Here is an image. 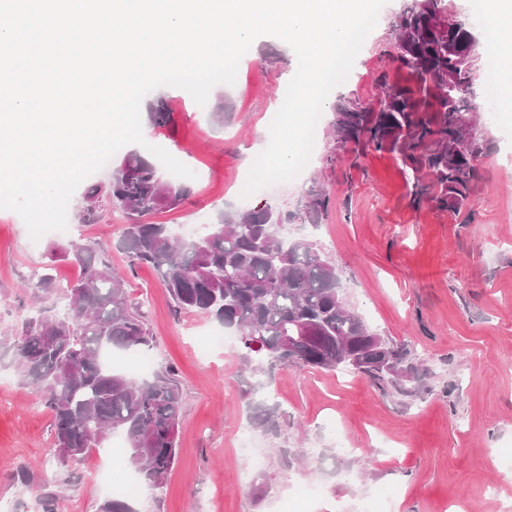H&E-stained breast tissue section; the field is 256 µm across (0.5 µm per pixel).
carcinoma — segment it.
Listing matches in <instances>:
<instances>
[{
    "label": "carcinoma",
    "mask_w": 512,
    "mask_h": 512,
    "mask_svg": "<svg viewBox=\"0 0 512 512\" xmlns=\"http://www.w3.org/2000/svg\"><path fill=\"white\" fill-rule=\"evenodd\" d=\"M446 0H402L392 28L397 60L412 70V82L397 86L381 74L374 103L346 100L336 107L337 147L371 146L395 153L412 183V203H431L461 213L478 178L482 145L471 133L477 62L464 60L474 32L454 11L448 24ZM155 127L173 124L162 99L148 112ZM186 188L164 181L140 156L123 160L102 191L86 195L80 223L96 224L101 203L124 211L129 224L122 246L135 265L160 275L175 307L207 314L240 336L247 363L259 356L258 374L292 363L315 370H353L380 387L417 393L421 378L407 363L408 352L377 335L346 305L335 263L305 238L286 240L268 207L235 215L218 213L195 240L170 236L163 224L143 221L159 209H174ZM306 223L317 224L329 197L307 190ZM74 262L82 276L62 289L64 310L37 311L14 339L19 374L38 386L51 411L56 447L76 449L81 458L114 433L128 442L130 466L153 488L162 487L178 451L182 395L167 369L136 382L112 369L105 356L150 347L141 310L129 303L122 277L100 250L77 246ZM294 344L285 360L282 344Z\"/></svg>",
    "instance_id": "obj_1"
}]
</instances>
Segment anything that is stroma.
Here are the masks:
<instances>
[{
	"label": "stroma",
	"mask_w": 512,
	"mask_h": 512,
	"mask_svg": "<svg viewBox=\"0 0 512 512\" xmlns=\"http://www.w3.org/2000/svg\"><path fill=\"white\" fill-rule=\"evenodd\" d=\"M398 8L388 0L347 79L328 96L296 179L246 199L235 186L269 140L268 116L297 69L295 54L271 36L255 40L235 83L216 85L206 105L176 87L148 93L144 104L165 100L173 125L143 123L144 144L124 146L112 161L147 156L152 144L193 171L182 204L148 217L183 240L202 234L218 212L259 205L294 234L306 190L322 186L330 207L308 237L335 261L350 310L425 369L423 393L404 397L362 374L299 366L276 368L267 387L252 391L240 340L210 351L222 326L203 313L177 312L159 273L131 266L120 246L123 211L106 209L81 232L35 240L16 212L0 209V499L14 512H42L47 490L58 493L55 512H99L109 494L96 474L129 469L119 433L90 462L57 458L44 394L13 363L12 336L34 311L58 303L57 290L35 287L32 269L76 280L78 244L101 248L124 277L153 336L149 355L157 369L174 370L182 391L177 461L161 489L140 488L135 512H512V147L502 136L512 109L488 119L487 90L475 83L483 151L467 216L413 207L392 153L358 155L337 148L332 135L336 105L374 101L379 74L410 83V69L389 56ZM260 398L275 408L280 432L253 428L263 467L251 471L237 432L250 425Z\"/></svg>",
	"instance_id": "1"
}]
</instances>
